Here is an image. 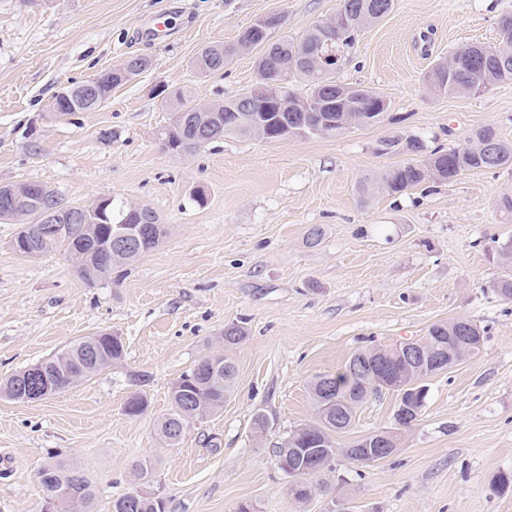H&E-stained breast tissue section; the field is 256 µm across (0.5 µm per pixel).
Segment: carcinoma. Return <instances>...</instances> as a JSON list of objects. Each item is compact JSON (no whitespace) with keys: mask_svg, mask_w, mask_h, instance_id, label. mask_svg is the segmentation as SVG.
Listing matches in <instances>:
<instances>
[{"mask_svg":"<svg viewBox=\"0 0 512 512\" xmlns=\"http://www.w3.org/2000/svg\"><path fill=\"white\" fill-rule=\"evenodd\" d=\"M394 0H342L341 10L353 17H359L366 23L375 22L387 15L393 8ZM328 41L323 26L318 24L300 37L271 44L257 60L258 83L277 90L290 102L297 94L290 90L293 83L302 80L308 85L304 99L318 103L336 93L339 83L332 80L328 73L313 68L304 58L293 53L296 47L316 49ZM258 46L254 28L247 27L237 40L231 44L207 45L199 50L193 60L196 71L202 75L224 69V61L234 55ZM457 67L453 76H448V68L436 63L429 71L426 81L433 88L456 96H470L482 92L494 84L512 79V44L500 41L491 47L480 44L467 45L455 53ZM129 60L137 63L128 73L133 78L145 72L151 66V60L135 55ZM126 78V79H128ZM126 79L108 71L97 77L94 84L95 100L88 102L80 92L81 84L73 85L75 93L70 96L57 94L52 105V114L57 117L74 112L93 110L94 105L104 104L112 90ZM341 121L327 138H336L351 128L362 126L361 115L357 112L336 113ZM170 135L167 151L178 156L192 155L206 145L227 136L222 131L199 143L193 141L183 131V126L167 125ZM378 153L387 156H404V159L392 163L379 176L382 189L389 194H398L419 187L427 182H451L469 171L512 170V143L502 140L497 132L489 127H481L471 133L469 144L465 147L436 148L426 151V147L417 136H390L380 141ZM425 155L422 160L418 155ZM112 223L128 219L130 224H140L143 218L130 211L125 202L112 200ZM33 222L27 234V248L19 249L22 242L14 237L12 248L24 256H36L48 251H62L69 255L81 248V243L93 238L101 240L105 234L102 224H74L68 231L59 235L40 234L41 224L37 223V213L30 211ZM154 223L145 225L146 232L141 244L130 254L119 260L121 265H130L142 255L159 245L166 235V229L155 231ZM498 259L506 269L494 285L497 293L506 300H512V240L497 247ZM457 324L469 326L476 334L484 330L467 318H457L446 323L431 326L428 332L418 338L425 347L433 351L448 335V327ZM245 328L232 323L224 328L219 344L227 351L245 338ZM379 351L391 357L394 374L387 375L379 369ZM398 346H377L359 351L351 360L363 363V371H349V363L335 373L320 374L310 383V395L315 411V420L293 429L278 446L276 457L281 471L291 468L304 480V492L296 496L302 501L310 497L313 484L311 478L330 470L337 456H343L354 462H361L356 456L357 448L374 447V438L378 432L366 434L345 448L336 446V435L348 431L354 424L360 406L369 398L385 391L395 395L393 419L394 430L412 428L422 415L427 389L425 380L434 372L415 375L409 372L397 355ZM124 354L122 339L114 336L92 335L81 338L67 346L61 352L41 361L42 387L49 390L64 391L71 387L74 377L87 380L98 372L121 361ZM29 369L16 371L0 380V394L13 401H26L25 381ZM235 366L229 357L221 358L218 351L202 356L191 369L184 372L170 392V411L157 423L161 441L168 448L179 445L181 438L172 434V430L189 423L188 416L199 419L224 406V399L234 387ZM40 483L46 492L58 495V512H92L95 492L92 483L80 471L67 467L62 462H49L38 471ZM112 512H160L158 498L143 493L125 494L112 501Z\"/></svg>","mask_w":512,"mask_h":512,"instance_id":"carcinoma-1","label":"carcinoma"}]
</instances>
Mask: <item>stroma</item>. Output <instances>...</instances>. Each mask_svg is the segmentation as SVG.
<instances>
[{
    "mask_svg": "<svg viewBox=\"0 0 512 512\" xmlns=\"http://www.w3.org/2000/svg\"><path fill=\"white\" fill-rule=\"evenodd\" d=\"M340 0H0V185L39 182L68 203L112 197L147 206L167 229L160 244L111 279L90 285L60 252H14L17 224L0 222V378L109 330L123 359L91 379L34 402L0 397V512H42L37 471L52 455L85 473L93 512L113 499L160 491L166 512H326L332 497L352 512H512V302L493 242L512 238V170L469 172L450 183L392 196L363 190L391 163L381 139L416 136L428 149L465 145L479 127L512 143V80L467 98L431 91L424 77L460 47L497 44L512 0H394L358 31L332 72L390 104L389 121L336 138L265 142L230 135L190 156L163 149L171 107L161 88L214 103L258 80L254 48L223 71L192 61L230 43L256 19L284 18L270 41L295 38L333 16ZM163 22L154 35V22ZM151 68L116 88L104 106L50 117L64 86L127 57ZM112 131L111 142L99 133ZM322 231L310 245V228ZM465 317L487 331L479 356L426 381L417 425L391 457L362 465L340 457L296 501L275 448L314 409L309 384L354 353L424 335ZM246 329L223 408L190 422L163 450L156 423L180 375L215 346L225 325ZM147 411L128 416L130 396ZM395 398L368 399L346 447L392 427ZM265 414L266 431L252 428ZM220 451H211V443ZM153 460L149 482L132 465Z\"/></svg>",
    "mask_w": 512,
    "mask_h": 512,
    "instance_id": "1",
    "label": "stroma"
}]
</instances>
